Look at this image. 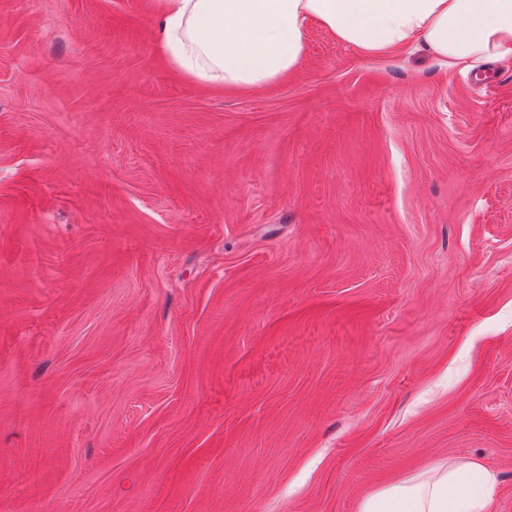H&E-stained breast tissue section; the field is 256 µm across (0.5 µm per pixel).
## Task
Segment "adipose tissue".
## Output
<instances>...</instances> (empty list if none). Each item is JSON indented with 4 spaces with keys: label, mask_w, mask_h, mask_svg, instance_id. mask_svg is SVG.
Listing matches in <instances>:
<instances>
[{
    "label": "adipose tissue",
    "mask_w": 512,
    "mask_h": 512,
    "mask_svg": "<svg viewBox=\"0 0 512 512\" xmlns=\"http://www.w3.org/2000/svg\"><path fill=\"white\" fill-rule=\"evenodd\" d=\"M313 21L368 57L413 46L452 65L512 59V0H162L156 40L182 74L251 91L296 72ZM494 486L455 459L379 489L359 512H486Z\"/></svg>",
    "instance_id": "adipose-tissue-1"
}]
</instances>
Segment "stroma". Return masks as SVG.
Here are the masks:
<instances>
[{"instance_id":"1","label":"stroma","mask_w":512,"mask_h":512,"mask_svg":"<svg viewBox=\"0 0 512 512\" xmlns=\"http://www.w3.org/2000/svg\"><path fill=\"white\" fill-rule=\"evenodd\" d=\"M158 8L0 0V512H512V62L213 90ZM494 486L476 462L448 460L365 497L359 512H487Z\"/></svg>"}]
</instances>
